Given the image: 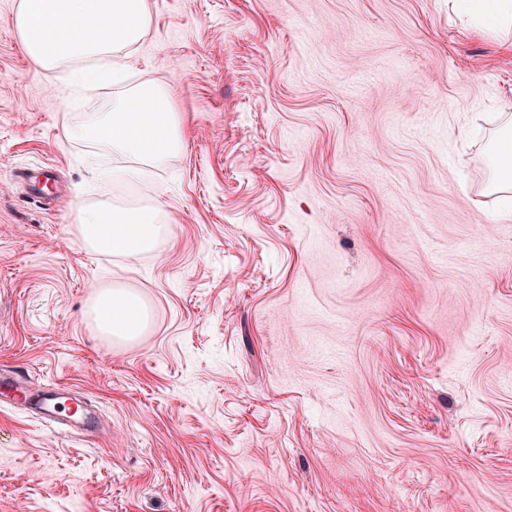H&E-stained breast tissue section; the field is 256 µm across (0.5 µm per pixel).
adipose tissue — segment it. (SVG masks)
Instances as JSON below:
<instances>
[{
    "label": "adipose tissue",
    "instance_id": "adipose-tissue-1",
    "mask_svg": "<svg viewBox=\"0 0 512 512\" xmlns=\"http://www.w3.org/2000/svg\"><path fill=\"white\" fill-rule=\"evenodd\" d=\"M480 20L481 33L497 38L512 33V0H463ZM149 0H15L14 26L19 46L34 71L48 83L72 74L93 79L125 66L150 22ZM491 139L492 173L486 188L499 199L498 221L512 219V102L501 107ZM67 138H81L114 154L158 167L185 147L183 122L166 86L147 81L128 87L112 108L79 126H65ZM165 211L152 203L116 208L101 203L78 212L80 240L95 252L129 258L155 249L165 231ZM98 328L131 341L146 327L149 312L134 293L99 292L91 308Z\"/></svg>",
    "mask_w": 512,
    "mask_h": 512
}]
</instances>
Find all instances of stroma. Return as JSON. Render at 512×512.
Segmentation results:
<instances>
[{
	"label": "stroma",
	"mask_w": 512,
	"mask_h": 512,
	"mask_svg": "<svg viewBox=\"0 0 512 512\" xmlns=\"http://www.w3.org/2000/svg\"><path fill=\"white\" fill-rule=\"evenodd\" d=\"M121 83L76 94L0 0V372L95 435L0 407V512H512V221L475 201L512 50L448 0H150ZM159 80L161 168L63 134ZM55 165L56 180L21 171ZM158 201L134 259L75 210ZM148 305L101 335L103 289ZM91 314L102 332L123 341L137 338L149 320L148 309L141 299L122 289L99 292ZM1 388L3 389V395L9 398L13 405L26 404L33 407L36 412V419L47 426H52L56 422L53 415L59 413L60 405H63L64 408H67V417L71 421L70 427L72 430L88 433L92 429L87 408L78 398L66 396L65 389L52 387L37 394L35 398L34 392L17 375H1L0 394ZM64 398L69 401L67 407L61 402V399Z\"/></svg>",
	"instance_id": "stroma-1"
}]
</instances>
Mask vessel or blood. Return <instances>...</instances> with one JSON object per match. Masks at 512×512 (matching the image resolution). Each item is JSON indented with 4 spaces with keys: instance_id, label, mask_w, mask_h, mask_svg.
<instances>
[{
    "instance_id": "b4317fda",
    "label": "vessel or blood",
    "mask_w": 512,
    "mask_h": 512,
    "mask_svg": "<svg viewBox=\"0 0 512 512\" xmlns=\"http://www.w3.org/2000/svg\"><path fill=\"white\" fill-rule=\"evenodd\" d=\"M0 393L9 398L11 403L26 404L34 408L38 421L53 425L55 416L61 406H68L71 427L77 431H87L92 427L87 409L79 399H66L65 389L52 387L41 393L32 392L28 385L16 375L0 376Z\"/></svg>"
}]
</instances>
